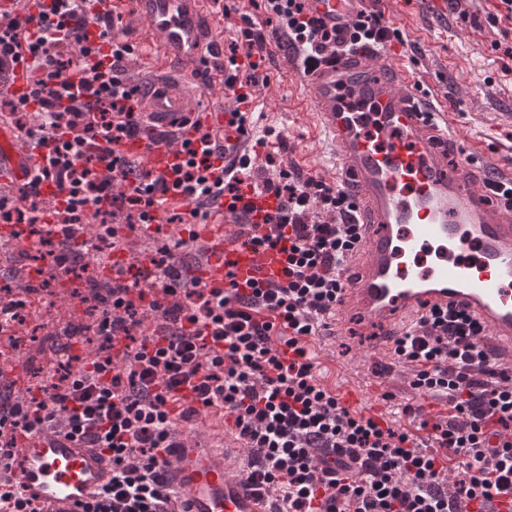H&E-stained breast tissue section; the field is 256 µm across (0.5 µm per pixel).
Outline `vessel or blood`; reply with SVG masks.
<instances>
[{
  "label": "vessel or blood",
  "mask_w": 512,
  "mask_h": 512,
  "mask_svg": "<svg viewBox=\"0 0 512 512\" xmlns=\"http://www.w3.org/2000/svg\"><path fill=\"white\" fill-rule=\"evenodd\" d=\"M206 0H139L148 37L178 73L159 69L143 85V110L151 127L187 132L181 124L195 109L180 78L211 70L219 42ZM365 0H306L327 28L350 23ZM328 142L338 188L351 196L362 241L341 274L343 289L327 318L331 336L343 333L342 317L356 312L370 323L376 353L390 352L395 333L434 308L463 311L486 330L494 359L512 361V143L487 146L463 141L448 124V110L425 93L418 67L384 54L341 56L299 71ZM155 174L169 175L175 146L136 139L123 144ZM39 155L29 153L14 131L0 125V171L16 181L33 178ZM265 195L244 192L235 208H215L201 228L212 256L203 277L224 286L237 282L275 284L283 260L272 250H254L240 224L267 207ZM451 256L434 267L420 259L434 245ZM337 398L350 413L388 420L390 404H364L361 391L345 386ZM181 427L180 445L163 451L171 490L168 512H271L246 480L248 458L240 440L222 441L207 430L200 408ZM12 482L37 512H81L112 481V463L101 449L51 431L17 441L5 459Z\"/></svg>",
  "instance_id": "b4317fda"
}]
</instances>
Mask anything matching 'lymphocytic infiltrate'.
Masks as SVG:
<instances>
[{
    "label": "lymphocytic infiltrate",
    "instance_id": "obj_1",
    "mask_svg": "<svg viewBox=\"0 0 512 512\" xmlns=\"http://www.w3.org/2000/svg\"><path fill=\"white\" fill-rule=\"evenodd\" d=\"M260 8L265 28L244 17L243 48L228 57L224 83L235 111L219 126L195 121L197 138L184 140L169 180L120 149L138 138L143 121L140 87L123 68L135 49L119 35L107 0H10L0 8V115L44 159L22 185L21 208L11 209L10 195L0 194V218L41 226V258L59 279L76 274L94 249L87 225L106 232L110 250L123 247L117 214L155 244L145 267L80 278L74 295L83 317L52 346L39 396L17 392L29 366L15 363L10 403L0 408V457L20 435L77 436L112 455L111 486L83 512H166L160 454L175 447L177 423L196 413L178 398L188 385L200 406L232 416L250 450L247 481L275 497L278 512H460L461 504L512 492V443L487 447L493 425L512 424V377L498 374L482 343L484 327L467 313L431 312L395 342L392 360L408 368L410 387L452 409L446 421L420 418L433 449L412 433L351 415L318 384L305 340L335 307L337 273L358 240L346 193L286 168L266 184L275 202L263 218L270 229L252 242L285 254L280 287L214 288L179 265L185 249L209 259L196 225L221 198L245 192L255 165L272 161L281 140L269 129L249 154L224 159L226 143L251 132L247 110L269 79L268 43L287 33L289 49L311 68L328 50L382 49L398 35L383 16L363 12L348 30L328 31L304 0H260ZM19 80L21 92L13 89ZM223 162L228 177H209ZM48 181L54 189L47 194ZM173 189L182 199L171 200ZM174 203L184 214L170 213ZM185 214L193 223L187 236L150 230ZM148 317L156 323L150 334L143 331ZM74 338L92 344V359L71 353ZM326 449L334 460L318 466ZM452 455L455 481L447 476Z\"/></svg>",
    "mask_w": 512,
    "mask_h": 512
}]
</instances>
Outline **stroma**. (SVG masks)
I'll list each match as a JSON object with an SVG mask.
<instances>
[{
  "label": "stroma",
  "instance_id": "1",
  "mask_svg": "<svg viewBox=\"0 0 512 512\" xmlns=\"http://www.w3.org/2000/svg\"><path fill=\"white\" fill-rule=\"evenodd\" d=\"M496 5L497 0H474L472 13L450 28L442 18L448 0H369L368 3L369 10L383 12L403 33L413 58L420 63L422 77L432 92L443 95L449 121L468 140L512 139V74L502 71L512 61L502 53L503 47H512V22L490 24L488 16L495 12ZM120 13L127 39L136 48L126 64L127 76L138 82L152 66L160 64L161 57L148 41L136 0H122ZM250 110L254 130L272 128L284 138L274 162L253 171L255 184L276 179L284 166L333 181L335 173L323 154V134L313 120V108L283 51H274L269 82L256 91ZM80 319L79 301L75 298L58 296L54 301L43 300L33 307L31 323L37 326L38 332L27 348L32 351L34 362L43 360L41 339L46 333ZM370 341L359 315L345 314L342 337L324 340L314 347L319 382L332 391L349 383L375 395L387 379L397 385L400 401L411 399L407 369L399 366L390 375H380L387 358L372 352Z\"/></svg>",
  "mask_w": 512,
  "mask_h": 512
}]
</instances>
